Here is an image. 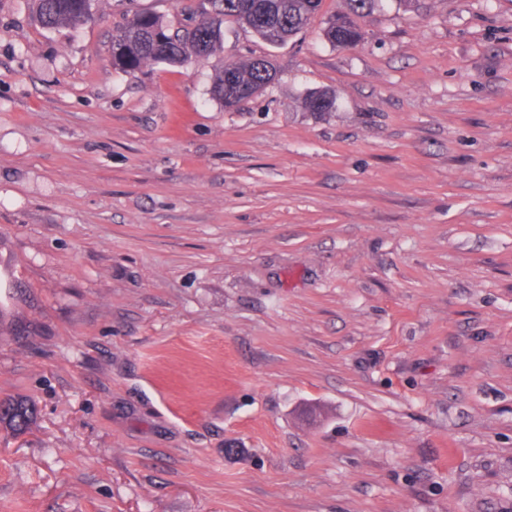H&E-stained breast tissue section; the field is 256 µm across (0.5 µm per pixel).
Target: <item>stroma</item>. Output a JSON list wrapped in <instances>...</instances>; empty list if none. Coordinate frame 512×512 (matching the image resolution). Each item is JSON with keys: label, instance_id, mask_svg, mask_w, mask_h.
Segmentation results:
<instances>
[{"label": "stroma", "instance_id": "35a3bbf8", "mask_svg": "<svg viewBox=\"0 0 512 512\" xmlns=\"http://www.w3.org/2000/svg\"><path fill=\"white\" fill-rule=\"evenodd\" d=\"M203 2L0 0V512H512V0L113 67ZM39 24L47 29L75 27L94 20L86 0H33ZM274 76V66L268 59H241L215 73L210 94L223 105L224 100L235 98L240 106L259 94ZM32 415V409L27 403L0 398V424L13 432H24L29 427Z\"/></svg>", "mask_w": 512, "mask_h": 512}]
</instances>
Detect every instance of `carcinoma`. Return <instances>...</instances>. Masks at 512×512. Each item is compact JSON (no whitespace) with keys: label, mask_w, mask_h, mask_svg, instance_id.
Here are the masks:
<instances>
[{"label":"carcinoma","mask_w":512,"mask_h":512,"mask_svg":"<svg viewBox=\"0 0 512 512\" xmlns=\"http://www.w3.org/2000/svg\"><path fill=\"white\" fill-rule=\"evenodd\" d=\"M376 0H349L346 13L325 22V38L335 46L351 48L363 39L358 18L371 11ZM211 9L189 12V24L174 32L153 13L136 12L116 29L112 42V62L124 70H136L145 64L165 63L177 66L203 61L223 47L224 26L228 23L250 29L258 38L277 44L305 28L317 14L322 0H210ZM39 24L47 29L75 27L94 20L86 0H34ZM273 64L266 58L238 60L215 73L210 94L224 102L235 98L239 104L259 94L274 79ZM336 97L327 91L310 94L306 108L310 112H331ZM32 420V409L11 398H0V424L22 433Z\"/></svg>","instance_id":"1"}]
</instances>
